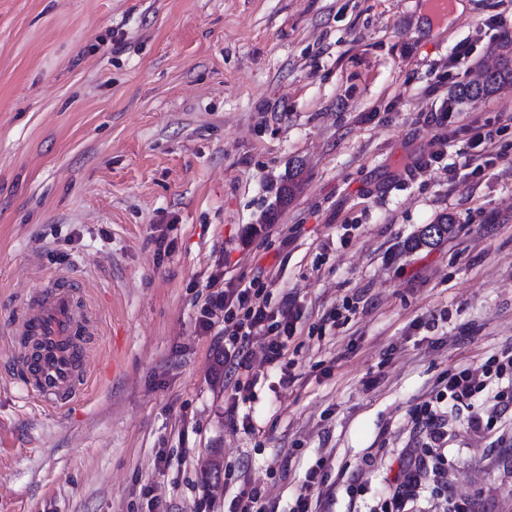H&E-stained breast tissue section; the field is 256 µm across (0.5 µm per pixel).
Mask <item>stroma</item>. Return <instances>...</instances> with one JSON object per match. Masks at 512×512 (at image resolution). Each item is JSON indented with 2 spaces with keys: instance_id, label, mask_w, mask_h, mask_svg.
Instances as JSON below:
<instances>
[{
  "instance_id": "stroma-1",
  "label": "stroma",
  "mask_w": 512,
  "mask_h": 512,
  "mask_svg": "<svg viewBox=\"0 0 512 512\" xmlns=\"http://www.w3.org/2000/svg\"><path fill=\"white\" fill-rule=\"evenodd\" d=\"M465 5L427 28L418 0H0V512H228L254 483L292 512L321 457L331 512H369L438 374L512 345V166L387 182L428 146L453 46L512 25V0ZM443 215L461 244L405 248ZM248 224L289 242L243 247ZM54 273L82 281L118 364L61 411L28 394L9 330ZM256 274L303 317L291 381L259 369L239 404L254 436L196 318ZM446 454L468 512H512V447L459 422Z\"/></svg>"
}]
</instances>
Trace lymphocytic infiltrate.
I'll return each instance as SVG.
<instances>
[{
  "label": "lymphocytic infiltrate",
  "mask_w": 512,
  "mask_h": 512,
  "mask_svg": "<svg viewBox=\"0 0 512 512\" xmlns=\"http://www.w3.org/2000/svg\"><path fill=\"white\" fill-rule=\"evenodd\" d=\"M475 38L459 41L448 55L444 74L449 87L473 67L477 44L497 43L507 33L501 18L492 16L475 29ZM489 117L479 118L463 111L457 94L443 98L434 111L423 118L434 135L428 149L413 153L401 170L392 174L395 182L414 179L418 174L446 165L448 184L480 181L504 162H512V111L489 105ZM224 322V375L250 379L255 362L287 372L288 344L298 333L301 309L294 293L284 292L272 299L260 276L237 285L209 292L201 307L198 326L210 331L215 316ZM485 395L486 409L470 412L478 395ZM512 408V346L505 347L478 362L443 371L429 399L408 411L413 440L402 450L397 476L379 489L372 512H414L412 505L424 490L445 499L446 512H461L448 495V462L442 450L448 445V425L454 415L467 411L471 432L496 437L500 415Z\"/></svg>",
  "instance_id": "1"
}]
</instances>
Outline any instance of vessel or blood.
<instances>
[{
	"label": "vessel or blood",
	"mask_w": 512,
	"mask_h": 512,
	"mask_svg": "<svg viewBox=\"0 0 512 512\" xmlns=\"http://www.w3.org/2000/svg\"><path fill=\"white\" fill-rule=\"evenodd\" d=\"M82 296L74 279L47 277L12 325L15 340L28 345L19 356L28 390L55 409L69 406L88 380L98 322Z\"/></svg>",
	"instance_id": "vessel-or-blood-1"
}]
</instances>
